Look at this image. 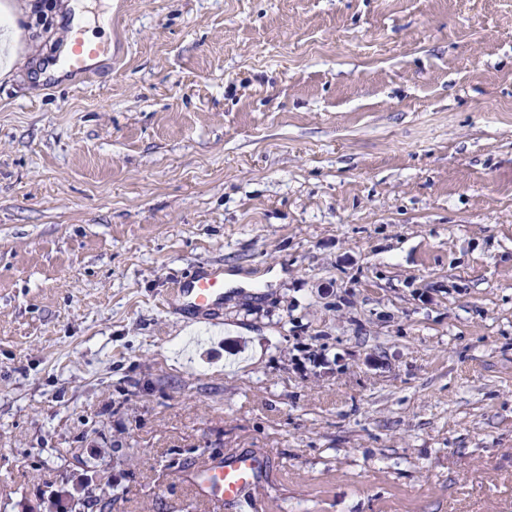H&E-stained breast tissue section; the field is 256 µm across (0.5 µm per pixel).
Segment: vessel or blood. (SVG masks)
<instances>
[{"mask_svg": "<svg viewBox=\"0 0 512 512\" xmlns=\"http://www.w3.org/2000/svg\"><path fill=\"white\" fill-rule=\"evenodd\" d=\"M104 45L77 39L64 66L69 73L91 71L96 58L107 55ZM171 304L187 312L191 320H208L224 303V271L216 268L199 271L181 282L169 294ZM265 467L258 452H236L221 459H206L197 463L189 479L196 492L217 506L234 500L242 489L255 487Z\"/></svg>", "mask_w": 512, "mask_h": 512, "instance_id": "obj_1", "label": "vessel or blood"}]
</instances>
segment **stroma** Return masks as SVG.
Segmentation results:
<instances>
[{"label": "stroma", "mask_w": 512, "mask_h": 512, "mask_svg": "<svg viewBox=\"0 0 512 512\" xmlns=\"http://www.w3.org/2000/svg\"><path fill=\"white\" fill-rule=\"evenodd\" d=\"M69 2L0 8V512H512V0H92L39 79ZM108 54V48L101 44L86 42L77 37L71 55L64 61V66L71 74H86L91 71L96 58ZM236 286L243 278L216 268L198 271L180 282L169 293V302L189 314L194 322L207 321L216 309L224 305V281ZM265 467L259 452H236L224 459L208 458L197 463L189 479L196 492L218 508L234 500L242 489L257 487Z\"/></svg>", "instance_id": "35a3bbf8"}]
</instances>
